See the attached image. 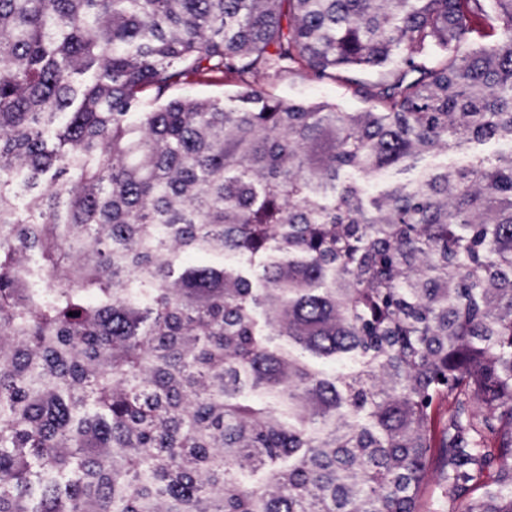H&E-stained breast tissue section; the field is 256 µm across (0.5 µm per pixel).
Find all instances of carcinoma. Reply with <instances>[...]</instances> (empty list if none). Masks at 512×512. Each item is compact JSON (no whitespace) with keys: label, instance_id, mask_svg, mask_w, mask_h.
<instances>
[{"label":"carcinoma","instance_id":"obj_1","mask_svg":"<svg viewBox=\"0 0 512 512\" xmlns=\"http://www.w3.org/2000/svg\"><path fill=\"white\" fill-rule=\"evenodd\" d=\"M294 70L369 108L264 91ZM435 478L512 512V0H0V512ZM240 87L241 84L234 79L201 78L191 84L175 87L169 94L172 97L189 95L198 98L220 99L237 94L241 90Z\"/></svg>","mask_w":512,"mask_h":512}]
</instances>
